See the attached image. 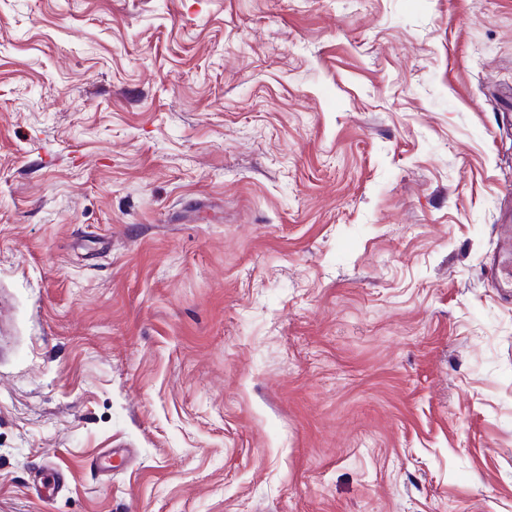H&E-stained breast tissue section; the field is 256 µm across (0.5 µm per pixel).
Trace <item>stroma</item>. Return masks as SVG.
<instances>
[{
	"instance_id": "obj_1",
	"label": "stroma",
	"mask_w": 512,
	"mask_h": 512,
	"mask_svg": "<svg viewBox=\"0 0 512 512\" xmlns=\"http://www.w3.org/2000/svg\"><path fill=\"white\" fill-rule=\"evenodd\" d=\"M511 233L512 0H0V512H512Z\"/></svg>"
}]
</instances>
